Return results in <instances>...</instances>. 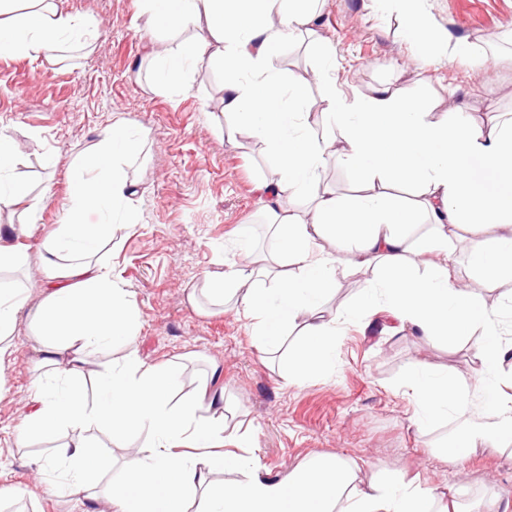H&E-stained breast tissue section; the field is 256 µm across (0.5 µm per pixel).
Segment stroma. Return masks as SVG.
Wrapping results in <instances>:
<instances>
[{
  "label": "stroma",
  "mask_w": 512,
  "mask_h": 512,
  "mask_svg": "<svg viewBox=\"0 0 512 512\" xmlns=\"http://www.w3.org/2000/svg\"><path fill=\"white\" fill-rule=\"evenodd\" d=\"M57 5L92 23L90 40L58 55H0V130L16 148L9 177L29 192L0 222L30 226L11 238L16 262L0 266V286L26 298L11 352L0 362V488L34 491L7 512H113L105 482L77 497L53 489V476L33 465L49 443L22 442L15 430L37 386L57 383L31 330L47 276L42 243L65 221L79 161L117 119L144 129L147 139L124 165L136 192L110 217L112 235L99 258L135 297L130 341L140 358L182 364L180 396L205 379L223 389L225 448L256 456L273 477L336 457L357 463L363 479L415 476L422 486L457 494L462 512H482L512 494V477L503 475L512 445L473 449L457 473L444 454L452 424L422 431L411 422L415 405L405 381L413 365L469 381L479 368L473 341L432 344L418 332L394 330L384 317L369 323L351 316L366 283L342 272L325 303L339 319L335 358L323 374L299 382L284 370L299 346L297 328L272 350L233 311L203 297L189 302L190 288L238 261L249 227L262 223L256 186L276 161L245 127L225 121L220 60L199 61L177 87L156 81L154 51L187 54L207 38L205 26H152L143 0ZM315 7V36L295 37L275 62L284 76L306 83L310 97L318 95L319 77L308 61L320 42L335 56L323 77L339 95L391 83L426 100L436 116L463 105L479 125L512 111V0H420L438 28L469 44L467 56L422 52L402 37L397 13L372 0H317ZM476 57L484 68L474 67ZM251 242L264 251L273 238L266 231Z\"/></svg>",
  "instance_id": "obj_1"
}]
</instances>
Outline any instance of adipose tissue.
<instances>
[{
    "label": "adipose tissue",
    "mask_w": 512,
    "mask_h": 512,
    "mask_svg": "<svg viewBox=\"0 0 512 512\" xmlns=\"http://www.w3.org/2000/svg\"><path fill=\"white\" fill-rule=\"evenodd\" d=\"M313 0H145L152 19L180 29L205 22L224 63V115L247 128L277 160L260 182L265 214L275 230L273 249L230 265L201 287L216 305L231 304L251 319L267 346L300 325L302 344L287 371L307 380L327 370L336 352V316L322 304L343 269L364 276L356 314L380 308L429 341L475 339L481 368L461 382L416 363L407 376L421 430L439 419L458 433L448 460L456 464L480 443L512 442V354L497 310L488 308L455 275L453 252L440 230L449 224H492L496 233L469 247V265L490 282L512 280V117L475 126L454 110L431 118L425 104L392 84L343 97L322 83L310 100L298 82L273 67L289 41L311 32ZM0 53L35 57L62 51L85 30V20L58 10L55 0H0ZM211 42V43H212ZM337 128L316 138L305 128L312 106ZM142 131L117 120L83 160L67 200L69 219L43 244L50 267L46 296L33 323L34 340L52 367L57 388L34 395L17 429L22 441L56 438L37 467L57 473L56 489L87 490L104 461L96 434L116 449L132 435H147L136 465L111 481L114 512H458L435 489L395 479L360 482L354 463L320 460L282 477L262 473L255 461L224 447V395L201 386L180 404L171 395L182 379L179 364H146L125 351L98 377L100 400L88 406L82 380L90 357L127 343L135 331V299L112 279L97 253L112 227L85 216L120 206L133 184L120 171L140 153ZM357 181L344 197L324 183L329 162ZM426 224L431 234L412 238ZM338 243L343 256L319 249ZM227 466L244 479L215 482Z\"/></svg>",
    "instance_id": "adipose-tissue-1"
}]
</instances>
